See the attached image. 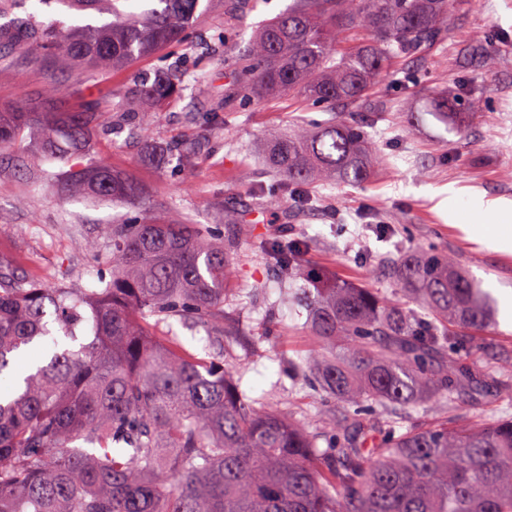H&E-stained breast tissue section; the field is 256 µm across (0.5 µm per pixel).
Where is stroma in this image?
Returning <instances> with one entry per match:
<instances>
[{"instance_id": "stroma-1", "label": "stroma", "mask_w": 512, "mask_h": 512, "mask_svg": "<svg viewBox=\"0 0 512 512\" xmlns=\"http://www.w3.org/2000/svg\"><path fill=\"white\" fill-rule=\"evenodd\" d=\"M292 0H250L246 18L229 15L225 0H200L201 15L187 34V46L168 48L123 71L94 76L57 70L25 52L0 54V103L41 95L48 82L60 88L62 104L76 110L99 100L105 126L93 151L95 161L132 174L146 188L142 204L92 203L65 195L68 168L43 165L33 146L17 141L0 154V271L47 288L81 291L97 285L110 267L101 237L105 224H133L181 215L215 229L228 244L235 274L224 297V311L235 329L215 345L201 326L171 317L162 330L188 351L223 364L241 390L275 410L292 412L308 430L319 429L330 401L304 381L288 375V365L314 349L303 330V279L281 280L268 262L262 240H299L307 245L304 264L344 281L396 297V283L379 272L381 262L408 251L434 247L457 256L464 270L489 291L497 304L512 298V250L479 242L472 226L502 221L474 214L473 199L497 200L512 213V0H476L449 22L447 40L423 59L407 63L371 95L382 111L366 129L381 156L371 180L361 186L340 180L309 186L314 207L300 208L291 195L268 203L272 183L264 163V143L306 117L329 118L326 107L284 96L258 103L238 95L237 76L224 59V43L244 26L274 16ZM34 17L40 24L94 21L95 13L74 11L48 0H0V29ZM177 65L183 87L160 111L112 109V96L134 76ZM447 90L481 100L482 110L466 136L450 132L426 110V95ZM237 107L224 117V98ZM155 141L180 144L184 163L155 165L145 158L140 128ZM55 177L42 179V167ZM455 191V212L440 203ZM243 214L247 230L224 221L226 211ZM390 229L378 237L376 225Z\"/></svg>"}]
</instances>
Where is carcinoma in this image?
I'll return each instance as SVG.
<instances>
[{"label":"carcinoma","mask_w":512,"mask_h":512,"mask_svg":"<svg viewBox=\"0 0 512 512\" xmlns=\"http://www.w3.org/2000/svg\"><path fill=\"white\" fill-rule=\"evenodd\" d=\"M112 20L65 27L30 19L13 46L58 49L53 63L110 71L182 39L200 0H61ZM460 0H293L248 41L224 47L240 92L289 94L339 116L271 138L275 190L301 192L336 177L368 181L367 95L398 65L443 43ZM179 67L126 86L112 101L162 106L182 86ZM432 96L431 112L459 135L465 112ZM102 121L98 103L37 112L0 105V149L31 140L70 167V196L144 200L128 173L87 162ZM112 276L75 294L0 272V512H512V418L427 423L420 407L512 392V371L477 367L492 320L488 295L454 256L398 257L387 275L406 302L309 269L305 322L321 345L294 376L336 401L324 431L247 398L224 368L160 341L149 319L179 317L227 336L230 250L210 229L181 220L106 224ZM305 244L267 239L284 280ZM416 303L422 311L408 306ZM326 447H320V443Z\"/></svg>","instance_id":"carcinoma-1"}]
</instances>
